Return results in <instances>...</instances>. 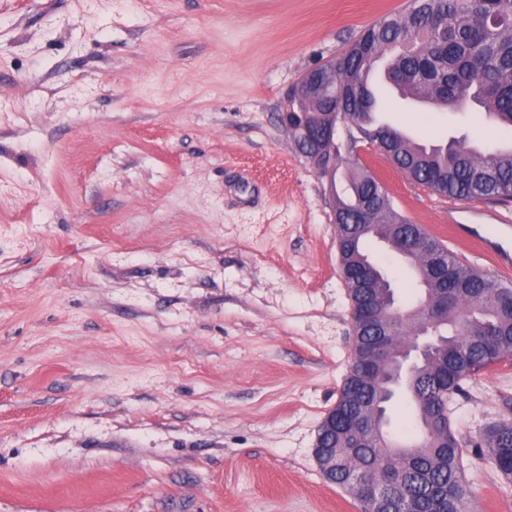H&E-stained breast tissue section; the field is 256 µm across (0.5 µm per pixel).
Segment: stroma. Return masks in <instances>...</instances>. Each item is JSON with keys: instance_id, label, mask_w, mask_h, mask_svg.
Here are the masks:
<instances>
[{"instance_id": "1", "label": "stroma", "mask_w": 512, "mask_h": 512, "mask_svg": "<svg viewBox=\"0 0 512 512\" xmlns=\"http://www.w3.org/2000/svg\"><path fill=\"white\" fill-rule=\"evenodd\" d=\"M410 0H0V512H364L312 454L353 353L334 196L351 169L465 264L512 200L443 197L357 139L335 173L280 115L309 69ZM379 120L419 143L471 112ZM468 512H512L475 442L512 364L448 402Z\"/></svg>"}]
</instances>
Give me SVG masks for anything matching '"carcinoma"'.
I'll return each instance as SVG.
<instances>
[{
    "label": "carcinoma",
    "instance_id": "obj_1",
    "mask_svg": "<svg viewBox=\"0 0 512 512\" xmlns=\"http://www.w3.org/2000/svg\"><path fill=\"white\" fill-rule=\"evenodd\" d=\"M392 53L385 78L406 94H421L436 110L466 112L477 106L478 138L483 122L512 129V0H412L402 13L387 15L366 27L323 75L325 92L292 104L294 143L303 151L317 144L301 138L302 129L320 113L344 104L360 130L368 135L401 171L435 193L456 200L512 199V150H480L469 139L443 144H419L390 124H376L368 88L373 64ZM350 194L336 199L334 223L341 264L359 267L371 261L365 243L376 233L397 241L408 238L412 249L403 259L413 273L419 296L402 308L392 302L391 287L376 268L364 284L344 282L351 306L368 299L376 323L389 336L397 353L426 314V297L448 289V322L437 328L439 341L400 383L416 421L418 433L406 444L380 447L389 439L388 414L379 422L363 412L373 401L384 408L392 401L389 386L358 393L362 374L379 379L390 363L372 364L367 354L352 357L336 412L355 421L359 444L336 428L323 444L336 446L332 477L344 487L356 470L367 468L402 485L426 512H467L468 489L460 468L462 455L446 409V396L481 371L512 360V288L460 262L438 238L398 215L380 183L363 169L350 177ZM492 458L512 477V420L483 436Z\"/></svg>",
    "mask_w": 512,
    "mask_h": 512
}]
</instances>
